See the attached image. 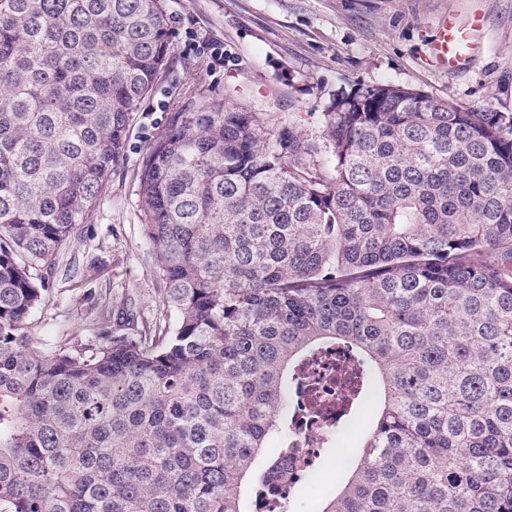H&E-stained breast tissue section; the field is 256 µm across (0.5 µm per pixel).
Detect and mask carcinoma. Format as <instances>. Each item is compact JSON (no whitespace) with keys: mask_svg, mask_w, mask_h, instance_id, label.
Here are the masks:
<instances>
[{"mask_svg":"<svg viewBox=\"0 0 512 512\" xmlns=\"http://www.w3.org/2000/svg\"><path fill=\"white\" fill-rule=\"evenodd\" d=\"M171 52L163 0H0V504L243 512L298 363L344 343L377 415L321 512H512V113L356 84L321 142L199 98L139 175L174 324L32 339Z\"/></svg>","mask_w":512,"mask_h":512,"instance_id":"1","label":"carcinoma"}]
</instances>
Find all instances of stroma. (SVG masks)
<instances>
[{"mask_svg":"<svg viewBox=\"0 0 512 512\" xmlns=\"http://www.w3.org/2000/svg\"><path fill=\"white\" fill-rule=\"evenodd\" d=\"M173 51L134 112L123 153L94 209L49 274L51 297L32 318L39 342L88 336L100 302L131 304L147 324L171 323L164 285L142 231L139 174L170 112L191 97L248 100L273 125L323 136L331 94L354 83L419 89L462 110L512 113V0H165ZM481 17L478 52L439 65L441 18ZM222 50L223 62L211 53ZM357 431L334 436L317 482L298 487L291 512H319L354 455Z\"/></svg>","mask_w":512,"mask_h":512,"instance_id":"obj_1","label":"stroma"}]
</instances>
